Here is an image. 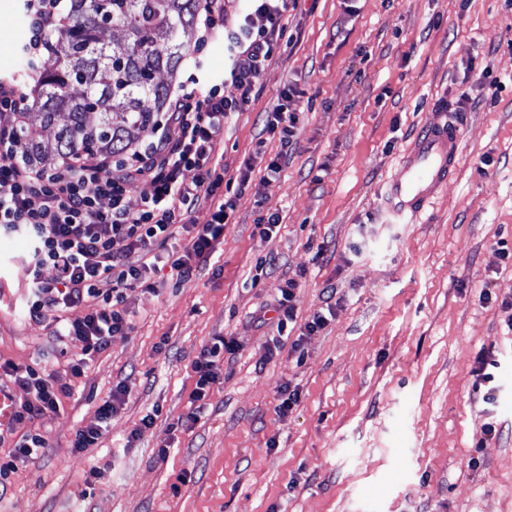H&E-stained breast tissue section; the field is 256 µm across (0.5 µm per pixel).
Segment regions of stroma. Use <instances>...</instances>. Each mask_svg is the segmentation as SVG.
Instances as JSON below:
<instances>
[{"label":"stroma","instance_id":"stroma-1","mask_svg":"<svg viewBox=\"0 0 512 512\" xmlns=\"http://www.w3.org/2000/svg\"><path fill=\"white\" fill-rule=\"evenodd\" d=\"M284 23L290 42L216 146L226 176L246 159L253 173L215 253L190 280L164 268L124 289L133 328L84 375L69 370L80 344L25 313L27 241L0 235V359L73 390L36 423L45 453L0 479V512H512V262L500 254L512 249V0H291ZM28 30L23 0H0V79L18 82ZM200 35L185 34L171 93L193 72L222 80L224 43ZM290 83L295 142L257 150L261 115ZM444 99L457 166L422 212L397 215L387 185ZM274 211L278 228L260 237ZM289 280L295 320L281 331ZM220 338L234 349L188 421L193 364ZM482 352L491 403L476 387ZM123 384L97 446L74 450ZM286 386L300 400L282 414ZM297 283L295 281H287L285 287L281 289V298L279 299V309L285 319H280L278 330H283L287 321L294 320L295 306L293 304L296 297Z\"/></svg>","mask_w":512,"mask_h":512}]
</instances>
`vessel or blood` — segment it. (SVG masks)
Segmentation results:
<instances>
[{
  "label": "vessel or blood",
  "instance_id": "obj_1",
  "mask_svg": "<svg viewBox=\"0 0 512 512\" xmlns=\"http://www.w3.org/2000/svg\"><path fill=\"white\" fill-rule=\"evenodd\" d=\"M459 129L439 118L414 140L390 181L385 203L396 213L416 214L436 194L454 167Z\"/></svg>",
  "mask_w": 512,
  "mask_h": 512
}]
</instances>
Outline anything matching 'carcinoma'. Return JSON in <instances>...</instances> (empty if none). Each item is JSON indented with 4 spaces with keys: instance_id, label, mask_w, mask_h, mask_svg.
I'll return each instance as SVG.
<instances>
[{
    "instance_id": "obj_1",
    "label": "carcinoma",
    "mask_w": 512,
    "mask_h": 512,
    "mask_svg": "<svg viewBox=\"0 0 512 512\" xmlns=\"http://www.w3.org/2000/svg\"><path fill=\"white\" fill-rule=\"evenodd\" d=\"M199 0H69L63 29L47 39L41 57L20 59L19 75L34 82L31 111L18 113L20 159L47 165L70 153L124 159L139 133L156 127L168 86L157 74L175 75L189 44L183 40ZM120 26L121 40L105 31ZM66 115L43 145L41 133Z\"/></svg>"
}]
</instances>
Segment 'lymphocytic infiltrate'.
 I'll return each instance as SVG.
<instances>
[{"instance_id":"obj_1","label":"lymphocytic infiltrate","mask_w":512,"mask_h":512,"mask_svg":"<svg viewBox=\"0 0 512 512\" xmlns=\"http://www.w3.org/2000/svg\"><path fill=\"white\" fill-rule=\"evenodd\" d=\"M63 0H25L31 36L30 55L41 52L44 36L62 23ZM234 0H201L203 40L223 38L230 67L233 97H225L223 83L212 84L203 95L183 92L173 97L156 141L133 150L129 160L74 154L59 162L36 167L19 161L14 126H0V233L18 235L29 244L23 259L28 312L40 319L53 315L54 333L83 346V359L71 365L81 375L85 357L106 350L113 336L127 334L131 324L122 310V291L143 283L152 265L147 258L155 248H166L167 264L180 280L191 279L214 254L234 205L224 193V173L212 161L226 119L247 111L255 97L257 80L284 37L283 15L288 0H248L241 23L226 28L224 16ZM247 65H239V57ZM299 95L285 86L277 105L262 118V131L290 146L296 135ZM194 171L184 181V171ZM151 186L138 207L126 202L130 184ZM191 233L190 248L167 249L176 229ZM56 275L46 280L44 268ZM231 343L205 347L194 365L192 402L205 399L218 380L217 362ZM27 398L14 413L6 435H16L8 470L17 469L48 443L29 431L34 420L56 413L68 386L51 374L11 363L0 368Z\"/></svg>"}]
</instances>
